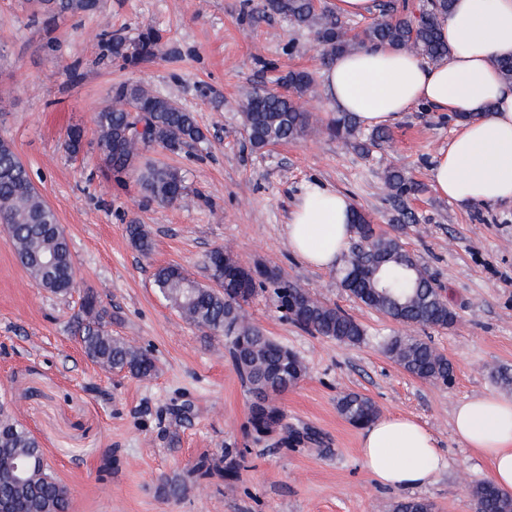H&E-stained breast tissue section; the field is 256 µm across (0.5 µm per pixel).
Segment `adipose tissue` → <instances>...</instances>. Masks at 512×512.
<instances>
[{
    "mask_svg": "<svg viewBox=\"0 0 512 512\" xmlns=\"http://www.w3.org/2000/svg\"><path fill=\"white\" fill-rule=\"evenodd\" d=\"M446 58L429 62L386 46L336 55L322 72L324 95L360 126L400 120L418 104L459 115V129L429 169L436 194L464 208L512 202V86L496 61L512 58V0H454L441 22ZM354 205L321 183H305L287 224L288 243L306 265L336 267L348 251ZM459 443L491 464V477L512 490V399L476 395L456 405ZM360 454L382 486L423 487L447 467L426 427L401 415L381 417L361 435Z\"/></svg>",
    "mask_w": 512,
    "mask_h": 512,
    "instance_id": "adipose-tissue-1",
    "label": "adipose tissue"
}]
</instances>
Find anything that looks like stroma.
I'll list each match as a JSON object with an SVG mask.
<instances>
[{"label":"stroma","mask_w":512,"mask_h":512,"mask_svg":"<svg viewBox=\"0 0 512 512\" xmlns=\"http://www.w3.org/2000/svg\"><path fill=\"white\" fill-rule=\"evenodd\" d=\"M260 0H100L94 14L60 19L46 29L27 0H0V137L9 139L70 241L77 288L59 297L38 288L18 262L0 225V405L40 439L56 477L67 485L71 512H391L420 498L433 512H474L472 485L491 478L487 459L454 435L455 406L497 394L493 370H512V204L463 208L441 199L429 180L435 153L456 123L435 108L413 107L390 128L392 138L358 153L330 137L336 115L325 99L322 51L312 32L263 13ZM159 29L158 57L136 67L110 54L107 33L135 39ZM305 70L316 78L301 97L314 129L304 139L254 150L239 102L276 77ZM136 80L191 112L205 144L151 159L184 170L187 194L174 205L144 200L135 181L118 186L97 148L94 115L110 104L112 84ZM85 130L83 151L69 159L66 131ZM420 185L399 212L384 184L387 168ZM317 180L348 195L378 232L399 231L403 247L425 266L457 314L455 326L416 329L452 362L441 385L415 378L383 350L401 325L355 301L338 269L300 263L286 224L302 184ZM145 226L142 256L126 224ZM224 247L249 268L277 269L288 282L352 315L364 341L346 345L283 317L264 291L250 320L305 364V376L276 404L281 430L255 439L248 428L252 395L225 349L222 334L182 319L158 293L156 267L177 264L211 284L207 254ZM113 314L112 333L147 349L156 371L147 379L91 362L72 333L85 293ZM369 397L380 415L425 425L448 467L425 487L389 489L365 469L361 428L337 402ZM233 459L236 479L217 473L194 482L199 457ZM184 480L180 497L164 481Z\"/></svg>","instance_id":"1"}]
</instances>
